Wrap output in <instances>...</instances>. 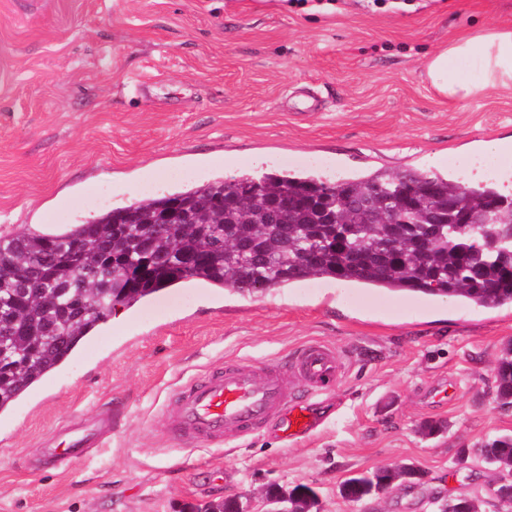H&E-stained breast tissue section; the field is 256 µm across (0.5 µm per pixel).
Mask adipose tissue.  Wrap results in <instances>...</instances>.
Returning <instances> with one entry per match:
<instances>
[{"mask_svg":"<svg viewBox=\"0 0 512 512\" xmlns=\"http://www.w3.org/2000/svg\"><path fill=\"white\" fill-rule=\"evenodd\" d=\"M425 70L432 88L451 99L488 87L512 88V28L451 41L428 58Z\"/></svg>","mask_w":512,"mask_h":512,"instance_id":"adipose-tissue-1","label":"adipose tissue"}]
</instances>
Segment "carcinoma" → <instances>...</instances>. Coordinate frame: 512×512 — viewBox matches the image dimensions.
I'll list each match as a JSON object with an SVG mask.
<instances>
[{"mask_svg":"<svg viewBox=\"0 0 512 512\" xmlns=\"http://www.w3.org/2000/svg\"><path fill=\"white\" fill-rule=\"evenodd\" d=\"M487 212L493 224H477ZM114 265L141 273L100 276ZM335 279L394 293L512 306V193L493 179L469 184L438 172L375 170L331 178L315 170H245L201 186L104 208L60 234L0 237V413L58 371L112 315L188 280L241 295ZM496 399L512 406V343L494 368ZM479 456L512 471V433ZM411 465L383 467L340 486L352 501L391 482L416 483ZM317 512L312 492L289 499ZM199 512H242L235 499ZM438 512H479L456 498Z\"/></svg>","mask_w":512,"mask_h":512,"instance_id":"obj_1","label":"carcinoma"}]
</instances>
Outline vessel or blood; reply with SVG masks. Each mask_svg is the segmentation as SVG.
<instances>
[{
    "label": "vessel or blood",
    "instance_id": "obj_1",
    "mask_svg": "<svg viewBox=\"0 0 512 512\" xmlns=\"http://www.w3.org/2000/svg\"><path fill=\"white\" fill-rule=\"evenodd\" d=\"M340 373L335 351L321 344L297 351L290 370L273 368L260 377L251 365L230 363L178 387L163 407L166 429L177 443L215 446L271 426L284 440L306 436L320 424L312 398ZM111 427V412L101 411L92 427L60 438L43 457V468L64 467Z\"/></svg>",
    "mask_w": 512,
    "mask_h": 512
}]
</instances>
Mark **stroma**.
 <instances>
[{
  "mask_svg": "<svg viewBox=\"0 0 512 512\" xmlns=\"http://www.w3.org/2000/svg\"><path fill=\"white\" fill-rule=\"evenodd\" d=\"M0 0V236L268 163L351 175L378 168L493 176L486 141H512V88L441 98L427 59L512 26V0ZM512 307L397 296L333 279L242 296L195 281L118 308L74 358L0 413V512H197L277 484L318 512H433L468 495L503 512L476 456L512 433L493 369ZM318 341L344 369L309 436L262 433L175 451L173 388L237 359L257 372ZM104 409L112 430L68 468L36 461ZM448 427L435 438L418 429ZM400 462L419 484L379 500L347 477Z\"/></svg>",
  "mask_w": 512,
  "mask_h": 512,
  "instance_id": "obj_1",
  "label": "stroma"
}]
</instances>
